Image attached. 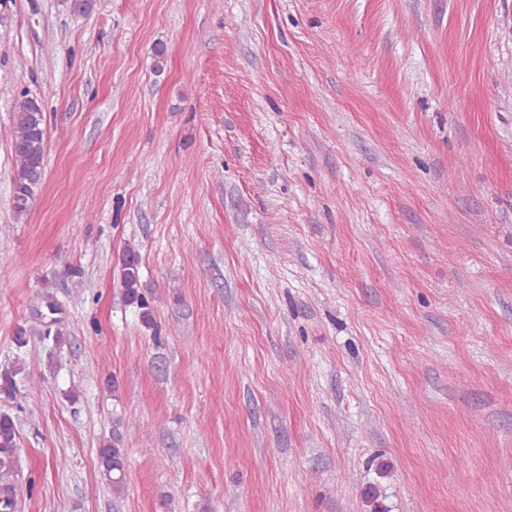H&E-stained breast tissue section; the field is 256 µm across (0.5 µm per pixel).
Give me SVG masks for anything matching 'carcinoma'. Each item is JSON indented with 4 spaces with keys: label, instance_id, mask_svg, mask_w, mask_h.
Segmentation results:
<instances>
[{
    "label": "carcinoma",
    "instance_id": "1",
    "mask_svg": "<svg viewBox=\"0 0 512 512\" xmlns=\"http://www.w3.org/2000/svg\"><path fill=\"white\" fill-rule=\"evenodd\" d=\"M15 136L12 152L16 169L13 177L12 207L21 217L30 211L36 191L45 179V115L42 102L26 93L15 112ZM120 287L127 305L138 312L141 322L154 326L151 302L146 295L141 280V260L139 252L128 247L123 250L117 262ZM33 318L31 323L22 324L15 330L17 350L25 349L29 337L38 336L56 347L65 344L66 331L58 314L62 313L60 304L50 292L41 290L32 298ZM25 363L19 357L14 364L0 371V394L13 402L12 412L0 413V476L12 473L17 461L18 419L19 414L27 412V406L21 401L25 375ZM123 418L114 422L112 440L103 442L98 448V458L102 475L119 498L126 488L125 449L121 448L122 436L119 428ZM18 502L15 486L3 482L0 484V512H17Z\"/></svg>",
    "mask_w": 512,
    "mask_h": 512
}]
</instances>
